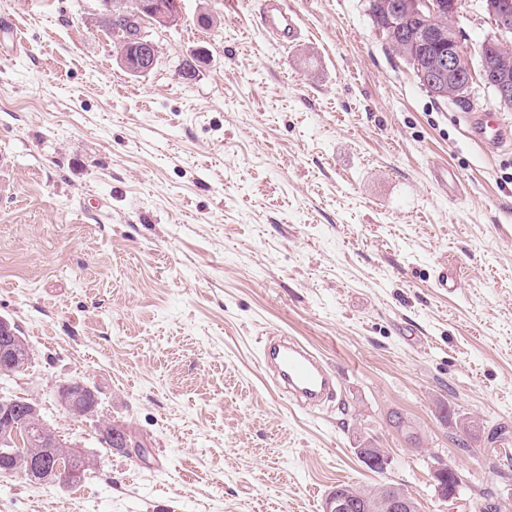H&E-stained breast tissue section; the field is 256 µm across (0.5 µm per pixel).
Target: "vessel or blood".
<instances>
[{
	"instance_id": "vessel-or-blood-1",
	"label": "vessel or blood",
	"mask_w": 512,
	"mask_h": 512,
	"mask_svg": "<svg viewBox=\"0 0 512 512\" xmlns=\"http://www.w3.org/2000/svg\"><path fill=\"white\" fill-rule=\"evenodd\" d=\"M260 25L284 46L299 35L298 18L289 10L286 0H264ZM472 126L480 146L497 147L505 141L504 125L497 113H480ZM260 359L274 385L303 407L317 406L337 390L335 370L321 355L295 339L268 337Z\"/></svg>"
}]
</instances>
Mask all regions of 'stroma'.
Wrapping results in <instances>:
<instances>
[{"label":"stroma","mask_w":512,"mask_h":512,"mask_svg":"<svg viewBox=\"0 0 512 512\" xmlns=\"http://www.w3.org/2000/svg\"><path fill=\"white\" fill-rule=\"evenodd\" d=\"M287 2L284 48L260 0H182L136 77L89 24L96 0H0L25 40L0 32V316L32 352L0 394L93 460L72 485L0 473V512H320L341 483L398 485L422 512L512 504V141L486 151L468 122L512 128V109L477 82L466 108L432 96L367 0ZM272 332L334 367L341 406L278 393ZM75 378L144 456L61 409ZM441 401L475 421L467 447ZM367 439L386 471L359 460ZM262 29L279 44L288 46L299 35V22L285 0H265L261 12Z\"/></svg>","instance_id":"stroma-1"}]
</instances>
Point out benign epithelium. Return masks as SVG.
<instances>
[{"label":"benign epithelium","instance_id":"1","mask_svg":"<svg viewBox=\"0 0 512 512\" xmlns=\"http://www.w3.org/2000/svg\"><path fill=\"white\" fill-rule=\"evenodd\" d=\"M130 0H107L102 16L114 22L128 15ZM136 13L151 22L156 30L170 28L181 20L182 9L171 8L167 0H138ZM463 7V0H385L373 21L389 46L411 66L420 84L445 99L464 97L474 81H480L503 104L512 102V0H482V7L496 34L485 39L478 49L462 45L453 25ZM416 23L413 31L402 26V18ZM117 59L132 75L150 72L158 59V45L152 32L142 34L132 54L117 46ZM21 337L15 324L0 317V377L18 372ZM60 403L83 418L97 417V392L89 388L78 393L68 385L58 389ZM34 433L33 448H16L7 453L24 459L23 467L34 478L56 477L63 471L61 457H66L70 474L77 477L90 465V458L76 445H65L61 435L42 421L38 405L29 400L18 402L0 397V446H12L17 428ZM367 466L386 468L390 457L368 442L357 449ZM361 507L364 512H419L418 505L402 494L387 493L373 503H357L352 495L332 492L324 512H350Z\"/></svg>","mask_w":512,"mask_h":512}]
</instances>
